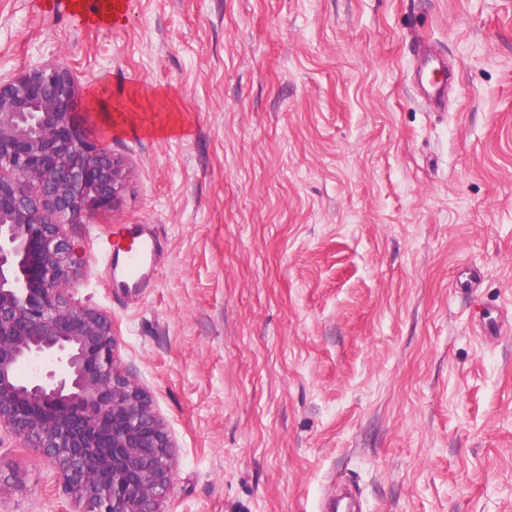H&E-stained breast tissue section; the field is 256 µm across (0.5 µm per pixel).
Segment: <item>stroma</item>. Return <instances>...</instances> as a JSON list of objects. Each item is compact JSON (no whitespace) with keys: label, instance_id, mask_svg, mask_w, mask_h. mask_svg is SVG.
<instances>
[{"label":"stroma","instance_id":"1","mask_svg":"<svg viewBox=\"0 0 512 512\" xmlns=\"http://www.w3.org/2000/svg\"><path fill=\"white\" fill-rule=\"evenodd\" d=\"M124 2L0 0V76L58 58L136 115L116 207L64 230L174 442L163 512H320L339 477L363 512H512V0ZM123 224L158 243L142 288L99 251ZM74 509L0 436V512ZM420 75L421 85L428 102L435 110L441 109L449 79L444 64L431 56H422Z\"/></svg>","mask_w":512,"mask_h":512}]
</instances>
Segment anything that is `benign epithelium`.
Here are the masks:
<instances>
[{"label": "benign epithelium", "instance_id": "7a95c632", "mask_svg": "<svg viewBox=\"0 0 512 512\" xmlns=\"http://www.w3.org/2000/svg\"><path fill=\"white\" fill-rule=\"evenodd\" d=\"M81 109L58 59L0 77V432L51 461L76 512H160L170 436L117 368L112 319L70 291L63 221L116 205L127 176Z\"/></svg>", "mask_w": 512, "mask_h": 512}]
</instances>
